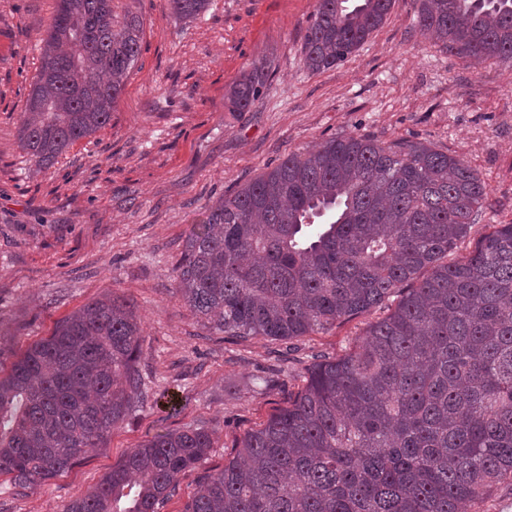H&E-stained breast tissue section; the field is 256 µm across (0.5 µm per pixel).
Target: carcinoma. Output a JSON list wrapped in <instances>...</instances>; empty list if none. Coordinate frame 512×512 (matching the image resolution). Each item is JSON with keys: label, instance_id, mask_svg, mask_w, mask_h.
<instances>
[{"label": "carcinoma", "instance_id": "cac0c4a2", "mask_svg": "<svg viewBox=\"0 0 512 512\" xmlns=\"http://www.w3.org/2000/svg\"><path fill=\"white\" fill-rule=\"evenodd\" d=\"M194 19L210 0H170ZM415 23L478 68L512 63V0H414ZM393 0H316L301 48L333 68ZM142 21L112 0H58L19 128L40 168L106 126L140 54ZM267 74L228 96L249 112ZM487 190L430 143L333 137L292 152L207 206L183 242L173 292L214 335L291 341L396 305L355 347L307 368L288 407L237 440L184 512H462L512 481V223L451 262ZM135 306L92 299L0 376V475L45 485L149 401ZM213 448L205 428L127 452L65 512H161Z\"/></svg>", "mask_w": 512, "mask_h": 512}]
</instances>
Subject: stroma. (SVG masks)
I'll return each instance as SVG.
<instances>
[{
    "label": "stroma",
    "mask_w": 512,
    "mask_h": 512,
    "mask_svg": "<svg viewBox=\"0 0 512 512\" xmlns=\"http://www.w3.org/2000/svg\"><path fill=\"white\" fill-rule=\"evenodd\" d=\"M316 0H211L185 21L170 0H112L115 21H142L141 53L107 126L50 167L18 131L56 0H0V371L57 322L106 293L131 298L143 327L140 369L151 399L103 447L34 489L0 476V512H64L130 449L202 427L213 447L179 479L162 512H182L199 479L237 439L287 407L314 357L349 352L387 307L294 341H222L170 291L172 268L205 207L288 153L334 136L424 141L463 158L486 184L487 209L457 249L512 222V67H469L414 23L413 0L341 65L303 69ZM264 66L251 111L226 100Z\"/></svg>",
    "instance_id": "35a3bbf8"
}]
</instances>
